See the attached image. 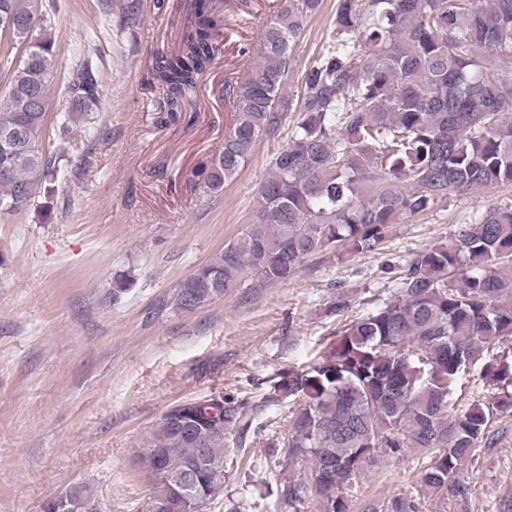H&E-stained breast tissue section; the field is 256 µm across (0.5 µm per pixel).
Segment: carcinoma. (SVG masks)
I'll list each match as a JSON object with an SVG mask.
<instances>
[{"mask_svg": "<svg viewBox=\"0 0 512 512\" xmlns=\"http://www.w3.org/2000/svg\"><path fill=\"white\" fill-rule=\"evenodd\" d=\"M320 0H286L267 19L241 85L224 84L234 113L224 142L191 173L214 193L246 166L251 148L280 126L288 144L274 155L251 222L208 262L179 281L171 308L201 309L246 286L294 278L316 254L375 253L391 225L420 216L453 193L512 186V0H337L333 28L304 70L300 105L285 95L304 20ZM177 48L153 57L150 75L166 101L160 122L193 120L202 76L222 54L224 0H182ZM143 11L122 0L120 16L89 33L63 77L68 104L56 126L87 123L102 93L104 49ZM56 0H0V213L55 193L61 167L39 148L49 133L60 67L51 17ZM397 296L336 333L320 362L282 376L295 400L288 433L269 438L286 462L311 461L310 476L282 484L274 508L352 512L359 478L386 457L415 451L423 497L463 499L460 473L481 444L495 443L490 405L453 407L470 358L512 340V205L486 208L452 243L417 252L396 278ZM496 408L512 407V360L486 366ZM253 410L222 396L172 407L138 455L157 512H204L224 488V444L237 446ZM420 497L394 495L367 512H419ZM85 486L47 499L42 512H102Z\"/></svg>", "mask_w": 512, "mask_h": 512, "instance_id": "cac0c4a2", "label": "carcinoma"}]
</instances>
